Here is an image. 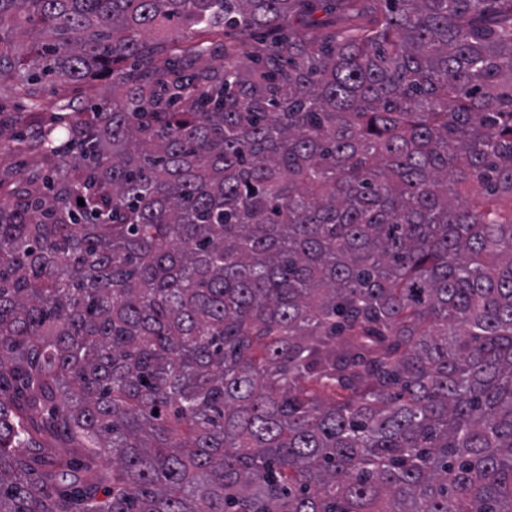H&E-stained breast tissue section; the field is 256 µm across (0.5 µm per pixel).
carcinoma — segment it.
<instances>
[{
	"mask_svg": "<svg viewBox=\"0 0 512 512\" xmlns=\"http://www.w3.org/2000/svg\"><path fill=\"white\" fill-rule=\"evenodd\" d=\"M2 77L0 512H512V0H0Z\"/></svg>",
	"mask_w": 512,
	"mask_h": 512,
	"instance_id": "obj_1",
	"label": "carcinoma"
}]
</instances>
